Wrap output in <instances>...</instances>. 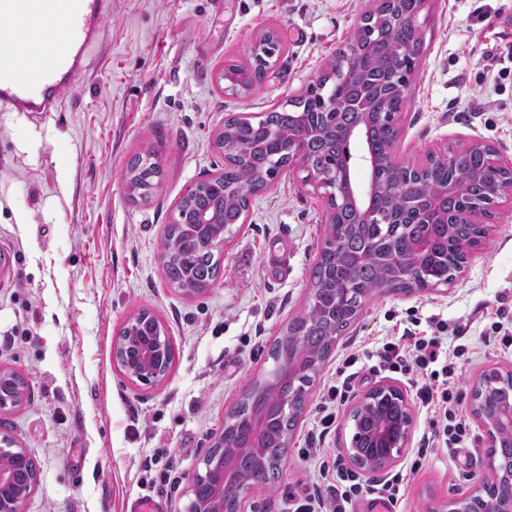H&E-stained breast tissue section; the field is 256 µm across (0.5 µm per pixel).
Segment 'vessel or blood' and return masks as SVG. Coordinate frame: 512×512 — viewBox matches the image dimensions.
<instances>
[{
  "label": "vessel or blood",
  "instance_id": "vessel-or-blood-1",
  "mask_svg": "<svg viewBox=\"0 0 512 512\" xmlns=\"http://www.w3.org/2000/svg\"><path fill=\"white\" fill-rule=\"evenodd\" d=\"M112 0H0V103L16 112L58 111L97 50ZM27 17L45 23L62 21L70 45L60 51L47 31L25 35L15 20ZM35 67L26 70L25 59Z\"/></svg>",
  "mask_w": 512,
  "mask_h": 512
}]
</instances>
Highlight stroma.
Returning a JSON list of instances; mask_svg holds the SVG:
<instances>
[{
	"label": "stroma",
	"mask_w": 512,
	"mask_h": 512,
	"mask_svg": "<svg viewBox=\"0 0 512 512\" xmlns=\"http://www.w3.org/2000/svg\"><path fill=\"white\" fill-rule=\"evenodd\" d=\"M370 0H112L91 67L46 115L0 106V371L28 383L17 406L0 409V436L36 462L39 480L23 512H130L140 498L162 512H187L191 484L230 411L273 367L274 340L307 311L308 269L327 232L326 205L305 172L282 170L255 197L220 255L217 281L198 294L162 273L165 229L198 181L219 174L215 137L224 119L254 118L302 94L351 43ZM488 5L512 24V0H427L424 46L399 116L394 156L420 165L429 153L473 142L512 162V77L498 91L479 58L488 46L475 22ZM283 50L256 89L225 93L227 59L246 60L266 32ZM163 140L164 179L154 197L132 203L129 158ZM485 245L457 279L437 290L381 292L336 343L314 376L280 462L275 486L244 494L245 512H288L292 494L319 478L323 458L345 456L350 412L380 384L407 389L398 373L375 372L371 355L407 316L448 325L464 344L461 387L487 370L512 369V349L488 343L487 312L512 306V199L495 207ZM156 316L175 350L168 373L145 385L115 362L114 343L139 312ZM357 355L356 378L324 453L306 458L319 393ZM407 448L394 464L405 486L396 512H431L471 490L488 472L487 436L470 401L464 447L430 448L410 464L430 415L412 404ZM151 473H144L146 458Z\"/></svg>",
	"instance_id": "obj_1"
}]
</instances>
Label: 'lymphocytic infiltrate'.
<instances>
[{
    "label": "lymphocytic infiltrate",
    "mask_w": 512,
    "mask_h": 512,
    "mask_svg": "<svg viewBox=\"0 0 512 512\" xmlns=\"http://www.w3.org/2000/svg\"><path fill=\"white\" fill-rule=\"evenodd\" d=\"M447 329V324L436 319L425 325L413 318L400 336L382 343L375 351L377 370L407 376L419 403L430 410V430L423 437L428 448H460L470 438V428L459 411L460 374L456 363L466 349L461 345L449 348ZM402 487V475L367 484L356 472L340 465L324 491L293 495L289 512H353L356 502L366 497L392 512Z\"/></svg>",
    "instance_id": "f902f5d3"
}]
</instances>
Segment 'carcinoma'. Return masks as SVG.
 <instances>
[{"mask_svg":"<svg viewBox=\"0 0 512 512\" xmlns=\"http://www.w3.org/2000/svg\"><path fill=\"white\" fill-rule=\"evenodd\" d=\"M423 0H396L381 3L367 12L358 30L355 45L347 56L353 79L342 84L336 78V65L323 73L305 95L292 100L289 107L266 113L258 122L233 118L225 123L223 138L243 149L240 159L224 166L219 177L204 182L197 192L181 201L177 217L165 242L168 258L164 274L174 287L196 293L209 287L219 273V259L209 250V242L222 237L244 221L251 199L259 187L271 183L278 171L293 162L300 149L307 167L323 168L331 160H344L347 140L341 130L363 120L362 112H374L368 119L364 146L379 156L382 164L376 173L377 190L369 200L377 222L362 225L358 212L341 208L336 218L342 224H355L356 230L342 238L339 246L326 251L310 270L312 294L307 313L292 320L270 352L276 364L271 377L257 382L243 396L224 424L235 439L255 442L264 449L260 458L238 463V478L224 485V504L233 506L243 489L256 476L274 485L281 475L278 455L288 445L290 417L279 414L275 405L288 387L277 381L289 360L309 361L327 356L335 339L351 323L355 312L371 296L384 289L404 291L407 282L381 260L387 249L399 254L403 264L420 276L424 287L446 283L454 275L457 261L467 249L484 243L486 224L477 217L493 216L495 188L504 175L496 165L495 154L483 148L459 160L434 156L423 170L394 160L390 150L395 140L393 118L404 110L413 69L393 75L392 62L399 49L421 52L423 27L419 16ZM279 44L268 32L249 50V64L224 67V91L237 95L259 86L266 65L278 56ZM336 92V109L327 100ZM161 170L154 155L136 156L128 167L132 200L147 201L156 190ZM206 211L213 222L194 228L198 215ZM427 234L433 244L419 253L413 241ZM143 338L120 339L116 356L124 364L136 361ZM24 382L12 373L0 378V394L20 401ZM512 401V381L502 378L481 398V407ZM404 406L396 399L377 398L352 415L357 432L369 431L380 416L401 417ZM263 414L267 426L255 432L250 419ZM495 459L489 474L470 497L474 512L493 502L499 479L512 470V429L497 433Z\"/></svg>","mask_w":512,"mask_h":512,"instance_id":"carcinoma-1","label":"carcinoma"}]
</instances>
